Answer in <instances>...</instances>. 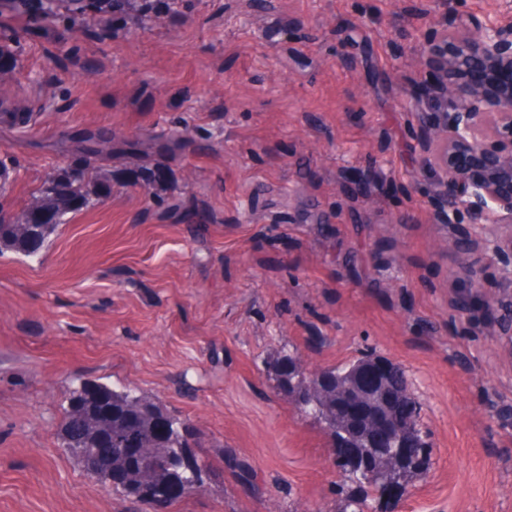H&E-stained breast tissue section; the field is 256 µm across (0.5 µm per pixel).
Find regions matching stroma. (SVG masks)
<instances>
[{
    "label": "stroma",
    "instance_id": "1",
    "mask_svg": "<svg viewBox=\"0 0 512 512\" xmlns=\"http://www.w3.org/2000/svg\"><path fill=\"white\" fill-rule=\"evenodd\" d=\"M419 0H88L20 10L0 30V211L93 159L111 187L68 214L38 256L0 254V512H146L62 445L80 379L157 398L198 435L209 472L168 512H341L322 424L270 364L366 354L402 365L432 450L376 512H512V345L496 309H462L453 250L477 234L421 207L411 56ZM370 173L366 207L345 192ZM410 211L407 224L392 221Z\"/></svg>",
    "mask_w": 512,
    "mask_h": 512
}]
</instances>
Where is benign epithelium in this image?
<instances>
[{
	"label": "benign epithelium",
	"mask_w": 512,
	"mask_h": 512,
	"mask_svg": "<svg viewBox=\"0 0 512 512\" xmlns=\"http://www.w3.org/2000/svg\"><path fill=\"white\" fill-rule=\"evenodd\" d=\"M502 8L483 22L468 21L437 3L423 8L429 34L411 58L420 147L412 183L425 187L435 181V193L423 202L444 224L512 229V11L507 4ZM475 245L482 251L479 264L470 258ZM437 246L453 247L457 274L472 288H480L485 272L495 270L509 303L499 306L494 335L512 344V234L444 238ZM397 366L382 358L366 360L336 388L342 414L363 420L361 432L339 448L354 465L372 455L399 467L420 453L418 399L412 387L394 392L389 384ZM97 423L109 427L98 446L88 449L91 461L100 464L112 461V408L100 409L90 425ZM119 447L137 451L144 482L169 481L171 461L162 459L159 449L137 441Z\"/></svg>",
	"instance_id": "obj_1"
}]
</instances>
